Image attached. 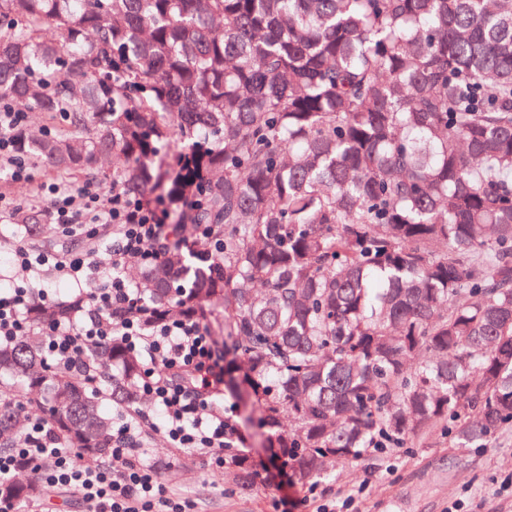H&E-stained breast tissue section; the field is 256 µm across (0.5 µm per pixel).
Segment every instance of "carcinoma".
<instances>
[{"instance_id": "carcinoma-1", "label": "carcinoma", "mask_w": 512, "mask_h": 512, "mask_svg": "<svg viewBox=\"0 0 512 512\" xmlns=\"http://www.w3.org/2000/svg\"><path fill=\"white\" fill-rule=\"evenodd\" d=\"M1 102L66 120L20 137L30 161L96 177L110 156L123 197L165 190L145 319L202 315L181 283L224 301V385L296 482L512 427V0H0ZM11 220L38 237L52 215ZM199 224L222 244L213 265L181 246ZM82 306L31 311L0 380L44 390L64 442L107 460L101 392L49 369L35 331ZM88 360L137 405L136 355L114 342ZM15 420L0 403V453ZM224 467L248 458L226 448Z\"/></svg>"}]
</instances>
